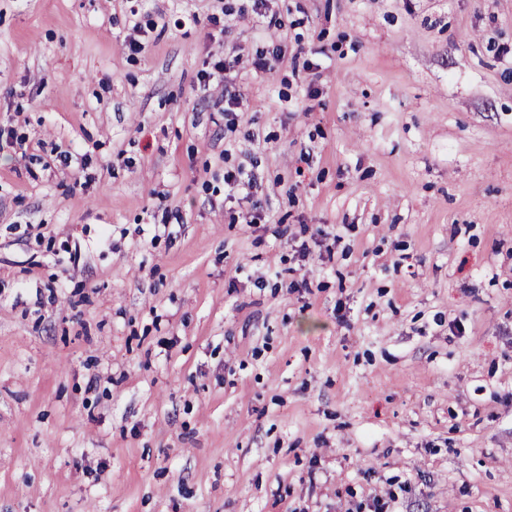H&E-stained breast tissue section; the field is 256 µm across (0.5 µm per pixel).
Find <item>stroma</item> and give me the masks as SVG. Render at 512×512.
I'll return each mask as SVG.
<instances>
[{"instance_id": "stroma-1", "label": "stroma", "mask_w": 512, "mask_h": 512, "mask_svg": "<svg viewBox=\"0 0 512 512\" xmlns=\"http://www.w3.org/2000/svg\"><path fill=\"white\" fill-rule=\"evenodd\" d=\"M242 3L0 0V512H512V0ZM284 55L280 43L270 42L266 47L257 49L252 65L256 72L267 73L272 70L274 63ZM237 59L238 58L233 59L232 62L235 63ZM232 62H226L225 59L219 60L213 63L211 69L203 70L199 76L200 85L205 89H209L210 86L213 85L221 87V101H224V116H231L230 121L235 120L233 112H236L235 108H238L239 105V99L235 89L226 83L224 76V74L233 67Z\"/></svg>"}]
</instances>
